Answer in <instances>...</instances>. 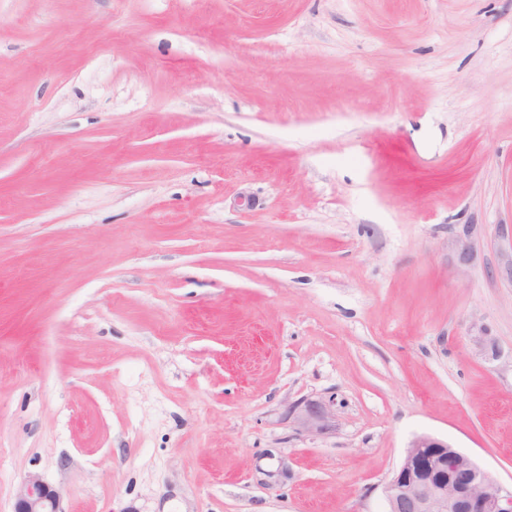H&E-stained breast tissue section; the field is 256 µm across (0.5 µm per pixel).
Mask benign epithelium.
I'll list each match as a JSON object with an SVG mask.
<instances>
[{
	"label": "benign epithelium",
	"mask_w": 512,
	"mask_h": 512,
	"mask_svg": "<svg viewBox=\"0 0 512 512\" xmlns=\"http://www.w3.org/2000/svg\"><path fill=\"white\" fill-rule=\"evenodd\" d=\"M290 413L309 433L322 434L332 426V412L320 401L299 404ZM383 498L386 512H512V487L465 452L425 434L406 448ZM59 504V491L34 474L22 482L14 512H61Z\"/></svg>",
	"instance_id": "7a95c632"
}]
</instances>
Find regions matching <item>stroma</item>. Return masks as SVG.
<instances>
[{"label":"stroma","mask_w":512,"mask_h":512,"mask_svg":"<svg viewBox=\"0 0 512 512\" xmlns=\"http://www.w3.org/2000/svg\"><path fill=\"white\" fill-rule=\"evenodd\" d=\"M509 252L512 0H0V512L511 486ZM289 413L296 414L298 424L309 433L321 434L332 426L330 408L320 401H307L292 407ZM386 512H512L505 487L448 441L415 436L383 487ZM59 504V491L34 474L22 482L16 496L14 512H63Z\"/></svg>","instance_id":"stroma-1"}]
</instances>
